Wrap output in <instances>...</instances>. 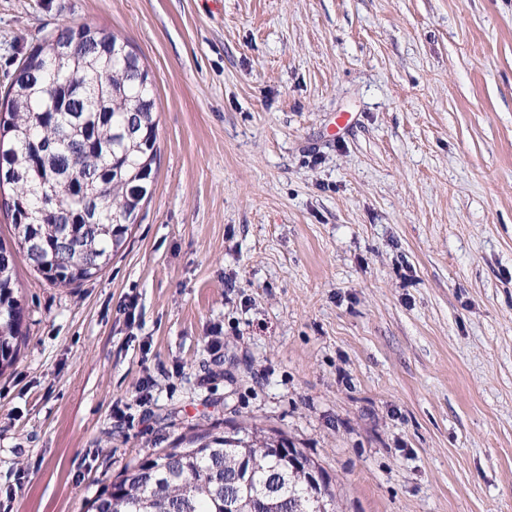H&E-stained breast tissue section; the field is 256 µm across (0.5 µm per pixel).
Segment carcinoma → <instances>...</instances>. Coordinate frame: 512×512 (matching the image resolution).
I'll list each match as a JSON object with an SVG mask.
<instances>
[{
	"instance_id": "carcinoma-1",
	"label": "carcinoma",
	"mask_w": 512,
	"mask_h": 512,
	"mask_svg": "<svg viewBox=\"0 0 512 512\" xmlns=\"http://www.w3.org/2000/svg\"><path fill=\"white\" fill-rule=\"evenodd\" d=\"M0 120V190L12 200L13 245L0 241V373L26 336L16 261L58 287L89 280L126 243L151 197L158 156L155 91L140 56L88 24L56 26L17 68ZM54 195L39 219L44 185ZM288 438L257 425L204 429L148 454L104 485L91 512H224L228 497L253 512H313L335 500L311 481L319 467Z\"/></svg>"
}]
</instances>
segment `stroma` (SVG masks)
Here are the masks:
<instances>
[{
  "label": "stroma",
  "instance_id": "stroma-1",
  "mask_svg": "<svg viewBox=\"0 0 512 512\" xmlns=\"http://www.w3.org/2000/svg\"><path fill=\"white\" fill-rule=\"evenodd\" d=\"M61 23L140 54L159 156L99 276L17 265L0 512L244 423L341 512H512V0H0V94Z\"/></svg>",
  "mask_w": 512,
  "mask_h": 512
}]
</instances>
